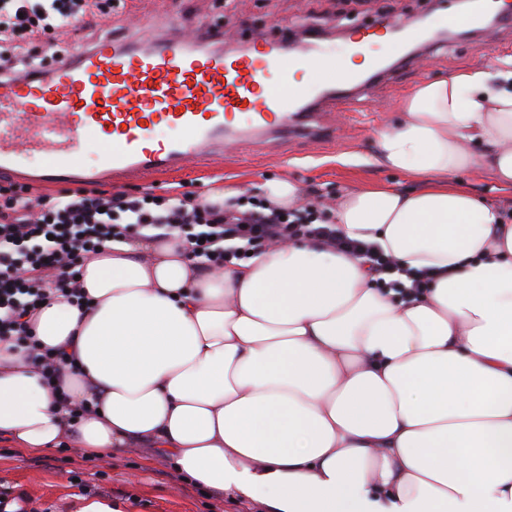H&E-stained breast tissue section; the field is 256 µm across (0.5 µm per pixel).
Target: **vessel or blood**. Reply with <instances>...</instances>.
<instances>
[{"label": "vessel or blood", "instance_id": "obj_1", "mask_svg": "<svg viewBox=\"0 0 512 512\" xmlns=\"http://www.w3.org/2000/svg\"><path fill=\"white\" fill-rule=\"evenodd\" d=\"M506 21L500 0H476L464 13L435 18L443 29L483 30L487 18ZM147 37L102 33L53 67L0 72V177L24 183L112 184L209 166L225 143L311 135L319 106L351 110L385 77L381 59L363 70L332 57L321 40L256 39L223 43L181 33V23H156ZM404 31L424 39L422 21L381 19L359 31L371 41ZM173 130L154 137L155 127ZM96 145L94 164L84 161Z\"/></svg>", "mask_w": 512, "mask_h": 512}]
</instances>
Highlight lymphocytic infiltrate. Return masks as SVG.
I'll return each mask as SVG.
<instances>
[{
    "label": "lymphocytic infiltrate",
    "instance_id": "obj_1",
    "mask_svg": "<svg viewBox=\"0 0 512 512\" xmlns=\"http://www.w3.org/2000/svg\"><path fill=\"white\" fill-rule=\"evenodd\" d=\"M89 6L90 0H0V65L16 71L39 65L38 57L18 53L15 35L78 27ZM132 226L178 234L192 259L216 268L245 259L252 250L302 237L361 254L377 279L403 296L417 293L428 278L427 271L411 269L396 278L389 256L342 236L320 203L284 211L248 199L227 210L211 203L191 206L178 196L76 192L48 200L17 192L0 210V336L24 344L47 380L62 377L67 355L41 345L30 324L32 312L52 297L82 303L76 277L80 262Z\"/></svg>",
    "mask_w": 512,
    "mask_h": 512
}]
</instances>
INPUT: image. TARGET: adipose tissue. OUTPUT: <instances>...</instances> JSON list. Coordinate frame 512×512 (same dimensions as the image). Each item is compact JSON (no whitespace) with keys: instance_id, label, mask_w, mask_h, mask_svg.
Wrapping results in <instances>:
<instances>
[{"instance_id":"adipose-tissue-1","label":"adipose tissue","mask_w":512,"mask_h":512,"mask_svg":"<svg viewBox=\"0 0 512 512\" xmlns=\"http://www.w3.org/2000/svg\"><path fill=\"white\" fill-rule=\"evenodd\" d=\"M375 184L334 212L403 268L416 297L362 258L310 240L215 270L178 236L106 243L80 268L82 305L32 323L72 371L46 381L0 338V433L23 452L149 445L190 482L270 512H512V223L465 189L512 190V69L419 84Z\"/></svg>"}]
</instances>
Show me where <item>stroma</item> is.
<instances>
[{
	"instance_id": "stroma-1",
	"label": "stroma",
	"mask_w": 512,
	"mask_h": 512,
	"mask_svg": "<svg viewBox=\"0 0 512 512\" xmlns=\"http://www.w3.org/2000/svg\"><path fill=\"white\" fill-rule=\"evenodd\" d=\"M122 8L94 0L82 27L41 37L22 38V50L49 57L51 45L89 43L102 32L134 31L138 20L179 18L186 36L201 22L217 24L234 39L256 34L294 40L302 26L315 27L326 44L344 49L355 31L380 17L405 19L429 13L430 0H123ZM397 60L388 81L355 102L352 111L331 115L322 135L297 136L276 146L237 152L225 147L222 160L196 171L162 175L147 182L121 184V191L167 197L181 192L201 195L230 182L243 195L260 197L265 180L291 179L304 186L308 200L335 204L351 188L387 181L414 189L406 174L380 168L374 161L378 131L398 123L400 101L420 82L468 67H499L512 58V26L494 25L477 37H456ZM0 486L27 499L28 512H78L82 499L110 502L118 512H263L261 505L236 502L223 491L200 488L181 477L172 461L143 445L112 457L76 454L61 446L46 454H22L0 437Z\"/></svg>"
}]
</instances>
